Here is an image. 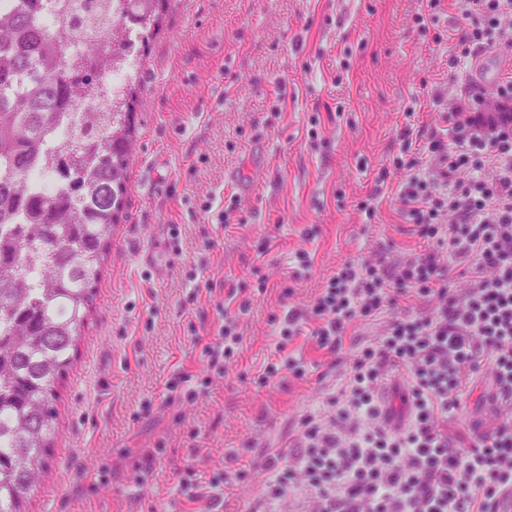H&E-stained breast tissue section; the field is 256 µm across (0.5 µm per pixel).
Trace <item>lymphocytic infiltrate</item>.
Listing matches in <instances>:
<instances>
[{
  "instance_id": "1",
  "label": "lymphocytic infiltrate",
  "mask_w": 512,
  "mask_h": 512,
  "mask_svg": "<svg viewBox=\"0 0 512 512\" xmlns=\"http://www.w3.org/2000/svg\"><path fill=\"white\" fill-rule=\"evenodd\" d=\"M464 14L449 68L512 48V0H465ZM440 120L421 154L395 161L408 172L400 213L422 250L342 264L305 308L275 319L280 360L260 381L305 376L287 352L299 336L333 356L360 321L387 315L382 333L325 409L299 416L288 452L245 455L194 482L193 512H216L253 472L256 512H497L512 492V76L490 88L463 77ZM454 261L468 266L460 290L448 286ZM487 365L502 421L458 434L449 425ZM396 372L408 382L398 412L382 398Z\"/></svg>"
}]
</instances>
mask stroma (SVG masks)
<instances>
[{"label": "stroma", "instance_id": "stroma-1", "mask_svg": "<svg viewBox=\"0 0 512 512\" xmlns=\"http://www.w3.org/2000/svg\"><path fill=\"white\" fill-rule=\"evenodd\" d=\"M425 6L169 0L142 51L124 215L57 389L60 435L30 512H186L185 468L287 447L292 421L345 383L381 321L358 325L338 365L300 338L304 378L257 375L274 357L272 315L305 307L345 261L418 245L396 198L407 172L393 161L440 130L461 79L450 37L465 23L463 0L417 22ZM231 200L241 221L224 227L217 213ZM211 280L236 299L208 293ZM224 308L242 336L225 378L208 396L169 402L170 374L209 377L200 353ZM159 442L153 477L137 484L134 460ZM105 462L111 481L91 486Z\"/></svg>", "mask_w": 512, "mask_h": 512}]
</instances>
